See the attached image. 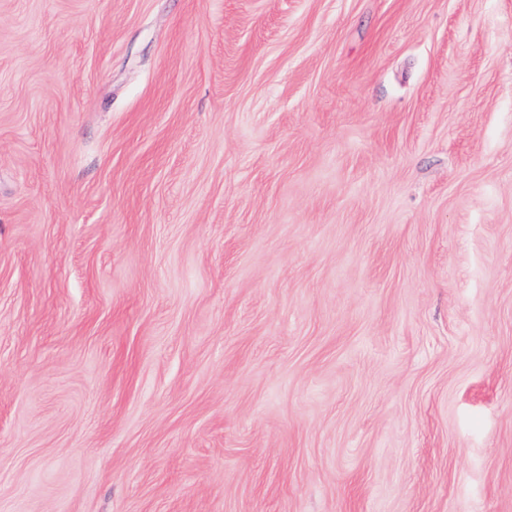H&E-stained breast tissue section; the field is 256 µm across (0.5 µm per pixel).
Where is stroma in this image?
I'll return each mask as SVG.
<instances>
[{
    "mask_svg": "<svg viewBox=\"0 0 512 512\" xmlns=\"http://www.w3.org/2000/svg\"><path fill=\"white\" fill-rule=\"evenodd\" d=\"M0 512H512V0H0Z\"/></svg>",
    "mask_w": 512,
    "mask_h": 512,
    "instance_id": "35a3bbf8",
    "label": "stroma"
}]
</instances>
